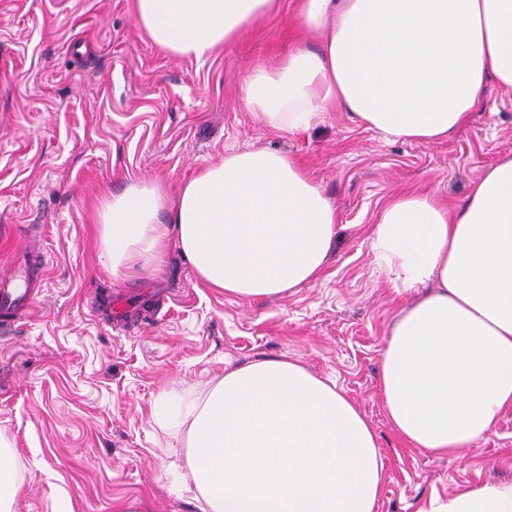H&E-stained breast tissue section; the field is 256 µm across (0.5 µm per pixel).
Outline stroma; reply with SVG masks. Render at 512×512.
<instances>
[{
	"mask_svg": "<svg viewBox=\"0 0 512 512\" xmlns=\"http://www.w3.org/2000/svg\"><path fill=\"white\" fill-rule=\"evenodd\" d=\"M295 0L264 15L207 59L172 56L138 26L133 0H0V273L28 258L36 305L0 333V438L20 492L15 512H200L182 486V436L159 425L164 392L258 359L290 357L335 379L371 424L387 479L374 512H417L431 498L512 480V412L478 447L438 456L406 446L379 392L395 295L367 226L393 194L464 200L512 154V88L488 81L485 104L454 138L387 136L327 112L277 132L243 105L244 77L295 43ZM298 157L338 214L324 278L267 301L224 295L170 246L151 272L116 278L100 258L101 201L131 181L176 195L231 149ZM169 294L126 325L99 324L106 296Z\"/></svg>",
	"mask_w": 512,
	"mask_h": 512,
	"instance_id": "obj_1",
	"label": "stroma"
}]
</instances>
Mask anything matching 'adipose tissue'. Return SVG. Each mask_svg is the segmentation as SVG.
Returning <instances> with one entry per match:
<instances>
[{"label":"adipose tissue","mask_w":512,"mask_h":512,"mask_svg":"<svg viewBox=\"0 0 512 512\" xmlns=\"http://www.w3.org/2000/svg\"><path fill=\"white\" fill-rule=\"evenodd\" d=\"M277 0H134L162 50L202 59ZM296 24L324 35L279 67L244 78L248 110L294 132L336 108L380 133L452 139L488 78L512 87V0H297ZM113 276L141 273L177 245L198 277L248 301L319 280L337 214L291 155L231 151L169 196L134 181L98 212ZM368 240L398 295L382 353L385 414L409 446L457 455L512 409V154L482 172L455 209L435 195L391 196ZM185 439L202 512H374L382 452L358 408L299 362L262 359L156 400ZM424 512H512V482L463 489Z\"/></svg>","instance_id":"adipose-tissue-1"}]
</instances>
